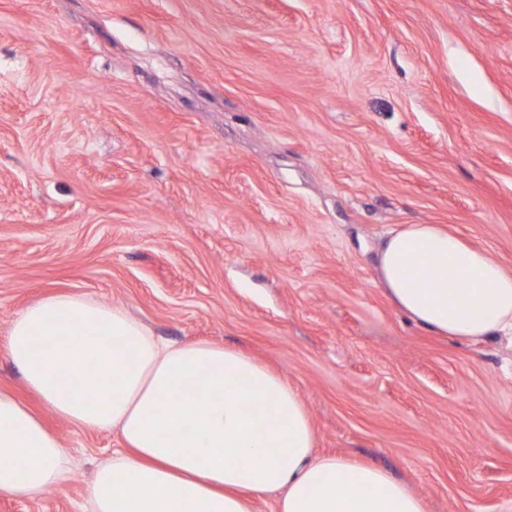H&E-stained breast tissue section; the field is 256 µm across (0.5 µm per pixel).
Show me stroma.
<instances>
[{
	"instance_id": "obj_1",
	"label": "stroma",
	"mask_w": 512,
	"mask_h": 512,
	"mask_svg": "<svg viewBox=\"0 0 512 512\" xmlns=\"http://www.w3.org/2000/svg\"><path fill=\"white\" fill-rule=\"evenodd\" d=\"M406 224L512 270V0H0V385L73 468L0 512H89L120 445L7 358L53 292L244 350L299 391L317 452L426 512H512V344L397 309L376 262Z\"/></svg>"
}]
</instances>
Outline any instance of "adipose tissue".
<instances>
[{"label": "adipose tissue", "mask_w": 512, "mask_h": 512, "mask_svg": "<svg viewBox=\"0 0 512 512\" xmlns=\"http://www.w3.org/2000/svg\"><path fill=\"white\" fill-rule=\"evenodd\" d=\"M379 273L417 326L475 343L512 339V271L437 224L391 230ZM7 356L33 393L121 446L95 471L91 512H425L386 470L315 452L298 390L246 353L160 341L121 307L45 296L16 315ZM64 449L0 387V492L39 498L68 483Z\"/></svg>", "instance_id": "obj_1"}]
</instances>
